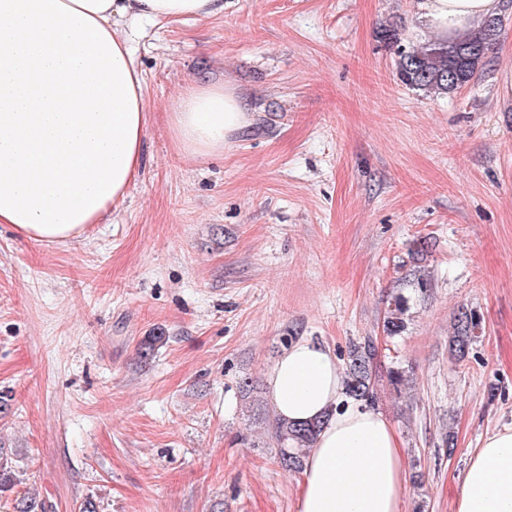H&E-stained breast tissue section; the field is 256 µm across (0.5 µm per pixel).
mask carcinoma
Returning <instances> with one entry per match:
<instances>
[{"instance_id":"1","label":"carcinoma","mask_w":512,"mask_h":512,"mask_svg":"<svg viewBox=\"0 0 512 512\" xmlns=\"http://www.w3.org/2000/svg\"><path fill=\"white\" fill-rule=\"evenodd\" d=\"M493 17L474 33L451 40H436L421 47L404 44L398 27L386 25L381 39L396 56V75L408 89L423 93L453 94L468 85L482 67L502 34ZM405 300L398 298L387 316V328L396 332L404 327ZM481 322L477 314L465 307L454 317L453 333L448 337L449 350L458 358H465L478 338ZM377 352L370 339L350 347L344 370L345 394L354 403L373 404L375 401V372ZM321 423L292 424L277 421L274 439L278 445L281 466L299 471L303 467L305 451L319 431ZM16 477L8 460L0 457V492H8Z\"/></svg>"}]
</instances>
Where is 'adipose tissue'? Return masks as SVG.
Listing matches in <instances>:
<instances>
[{"mask_svg": "<svg viewBox=\"0 0 512 512\" xmlns=\"http://www.w3.org/2000/svg\"><path fill=\"white\" fill-rule=\"evenodd\" d=\"M500 0H418L441 39L479 30ZM224 0H0V224L46 244L75 238L121 200L143 164L147 102L121 29L222 13ZM251 122L240 97L192 83L169 116L179 149L224 151ZM277 419L321 421L296 512H404L401 438L377 410L346 403L333 351L302 338L267 374ZM454 512H512V427L468 460Z\"/></svg>", "mask_w": 512, "mask_h": 512, "instance_id": "obj_1", "label": "adipose tissue"}]
</instances>
